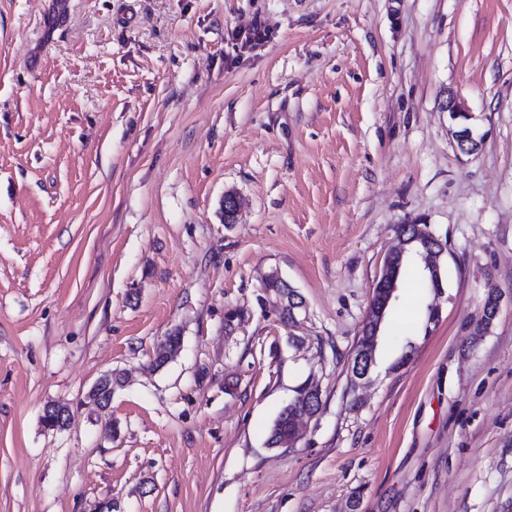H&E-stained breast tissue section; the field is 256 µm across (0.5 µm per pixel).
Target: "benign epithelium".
Segmentation results:
<instances>
[{"mask_svg": "<svg viewBox=\"0 0 512 512\" xmlns=\"http://www.w3.org/2000/svg\"><path fill=\"white\" fill-rule=\"evenodd\" d=\"M410 230L414 232V239L422 242L423 252L420 254V258L424 278L428 286L440 297L444 294L441 258L447 252L446 245L430 233L423 224H407L404 228L397 229L399 239H405ZM406 252L407 249L401 247L389 252L384 258L378 277V289L375 290V298L372 299L370 305V315L363 324V327L368 331V335H370V339L354 351L350 369V376L354 380L369 379L375 366L377 336H379L384 314L397 290V274ZM270 303L272 307L280 311L282 319L290 325L298 324L299 316L305 310L303 301L294 293L291 294L288 302L279 296L276 298L272 296L270 297ZM90 396L103 410L107 409L112 401V393L105 389L104 379L102 378L98 379L92 386Z\"/></svg>", "mask_w": 512, "mask_h": 512, "instance_id": "1", "label": "benign epithelium"}]
</instances>
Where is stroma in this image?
Segmentation results:
<instances>
[{
    "mask_svg": "<svg viewBox=\"0 0 512 512\" xmlns=\"http://www.w3.org/2000/svg\"><path fill=\"white\" fill-rule=\"evenodd\" d=\"M0 512H512V0H0ZM403 228L405 230H403ZM410 229L414 232V239L422 242L423 252L420 254V258L422 261L424 278L428 286L433 289L438 297H441L444 294L441 258L445 252H447L446 245L430 233L425 228L424 224H407L403 225L401 228L398 226L397 236L401 241V247L389 252L384 258L382 269L376 282V286L379 282L378 289L374 292L376 297H372L370 315L362 325V327H365L368 331L367 336L373 337L366 340L354 351V357L350 369V376L353 380L363 381L370 378L375 366L377 336H379L384 314L397 290L396 281L400 265L407 250L415 255L419 251V243L413 239L410 240L411 242L407 245V249L403 247L406 245L405 236ZM270 303L272 307L278 309L282 315L284 322L288 325H296L299 323V316L302 311L305 312L303 301L300 300L297 294L292 293L290 301L286 304L285 299L277 296L276 298L270 296ZM312 385H313V383H312ZM312 385L305 384L300 389H298L296 391V396L288 403V406H289L290 403L293 401L294 406L291 408H288V411L282 410L279 413V416L276 419V421L271 429L270 437L274 433H276V430L282 431L283 429H286V428L288 429V435H285L283 438H280V437L276 438L275 436H273L268 442L269 447L292 448L297 442L299 424L305 419H307V420L313 419L318 414V411L314 412V410L316 409L315 406L310 407L309 413H304L303 416L301 417L300 421H297L294 425H291L288 428V424L292 419L302 415V412L304 410V404L308 400L309 396L312 394V392H311V389L313 387Z\"/></svg>",
    "mask_w": 512,
    "mask_h": 512,
    "instance_id": "35a3bbf8",
    "label": "stroma"
}]
</instances>
